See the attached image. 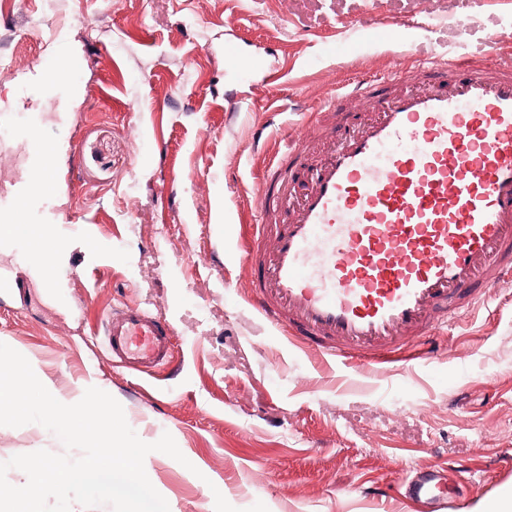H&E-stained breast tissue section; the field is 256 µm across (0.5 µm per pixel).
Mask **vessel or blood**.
Wrapping results in <instances>:
<instances>
[{"mask_svg":"<svg viewBox=\"0 0 512 512\" xmlns=\"http://www.w3.org/2000/svg\"><path fill=\"white\" fill-rule=\"evenodd\" d=\"M224 65L284 71L240 56ZM362 112L349 111L351 99ZM321 148L294 139L259 175L256 241L244 252L252 306L302 348L355 368L380 370L414 347L440 349L433 331L512 278V63L467 56L420 62L336 95ZM26 209L40 191L0 182ZM161 313L112 309L113 361L151 374L173 359ZM468 469L435 465L404 484L415 512H449Z\"/></svg>","mask_w":512,"mask_h":512,"instance_id":"b4317fda","label":"vessel or blood"}]
</instances>
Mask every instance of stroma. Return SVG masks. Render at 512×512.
<instances>
[{
	"mask_svg": "<svg viewBox=\"0 0 512 512\" xmlns=\"http://www.w3.org/2000/svg\"><path fill=\"white\" fill-rule=\"evenodd\" d=\"M249 30L246 53L287 72L281 87L224 69V26ZM477 17L467 32L460 22ZM409 47L368 41L385 22ZM465 43L474 59L512 62V0H0V179H21L29 131L62 147L57 192L0 220L62 226L46 245L56 283L26 271V241L0 251V342L58 399L113 396L145 442L170 433L176 461L145 472L170 512H401L364 489H397L436 463L471 468L454 512L503 494L512 475V282H499L428 367L408 362L352 380L276 331L245 298L241 248L254 239L258 176L292 137L316 139V115L340 86ZM72 66L46 82L61 58ZM238 112L225 114V98ZM124 304L160 312L174 331V372L113 363L104 321ZM63 453L40 424L0 426V463ZM208 479L200 481L197 471Z\"/></svg>",
	"mask_w": 512,
	"mask_h": 512,
	"instance_id": "stroma-1",
	"label": "stroma"
}]
</instances>
